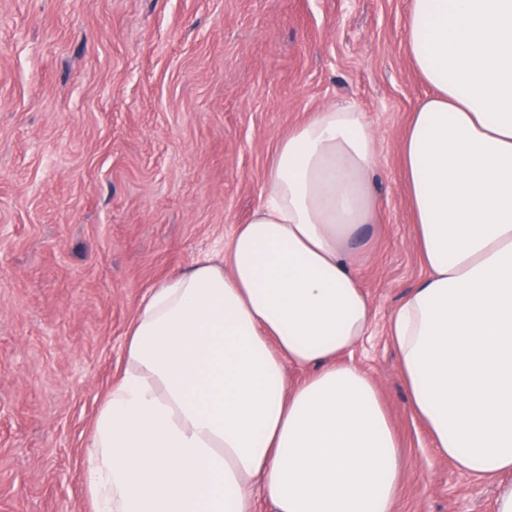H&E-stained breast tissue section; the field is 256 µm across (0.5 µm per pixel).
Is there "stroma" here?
<instances>
[{
	"label": "stroma",
	"instance_id": "1",
	"mask_svg": "<svg viewBox=\"0 0 512 512\" xmlns=\"http://www.w3.org/2000/svg\"><path fill=\"white\" fill-rule=\"evenodd\" d=\"M407 0H0V512H92L94 418L144 295L221 250L277 142L330 103L378 139L352 361L401 439L397 512H494L497 483L438 456L387 336L427 275L401 144L425 94Z\"/></svg>",
	"mask_w": 512,
	"mask_h": 512
}]
</instances>
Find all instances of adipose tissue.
Segmentation results:
<instances>
[{
    "label": "adipose tissue",
    "mask_w": 512,
    "mask_h": 512,
    "mask_svg": "<svg viewBox=\"0 0 512 512\" xmlns=\"http://www.w3.org/2000/svg\"><path fill=\"white\" fill-rule=\"evenodd\" d=\"M405 41L428 89L402 155L429 274L390 336L436 453L499 479L512 512V0H408ZM376 156L363 112L320 109L223 252L151 288L93 423L94 512H395L398 437L348 360L371 324L352 243Z\"/></svg>",
    "instance_id": "ef3b65f1"
}]
</instances>
